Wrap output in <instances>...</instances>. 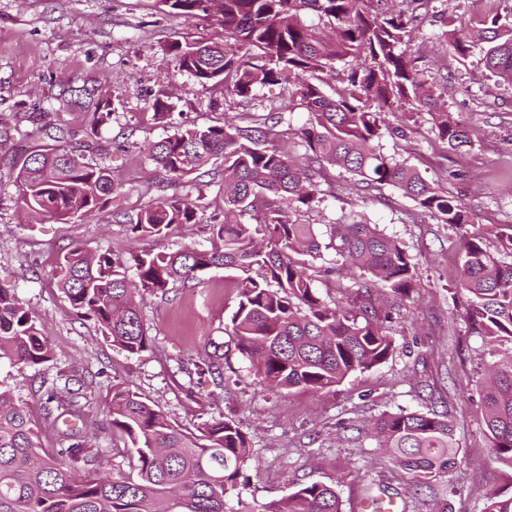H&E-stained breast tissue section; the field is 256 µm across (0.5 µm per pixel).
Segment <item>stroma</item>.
<instances>
[{
    "label": "stroma",
    "instance_id": "stroma-1",
    "mask_svg": "<svg viewBox=\"0 0 512 512\" xmlns=\"http://www.w3.org/2000/svg\"><path fill=\"white\" fill-rule=\"evenodd\" d=\"M415 16L408 53L420 78L476 136L472 145L451 149L436 137L427 112L395 107L383 114L378 146L463 198L473 222L464 230L440 223L389 187L349 193V174L328 169L321 203L296 216L315 226L323 248L314 282L321 298L347 306L358 301L350 279L338 272L342 257L330 246L331 226L341 218L377 225L398 239L416 264L420 286L403 300L384 288L371 297L395 339L396 350L384 363L318 394L270 395L231 348L223 386L195 372L200 356L230 341L226 327L236 306L230 272L210 269L195 287L146 297L150 342L131 355L104 340L93 321L76 316L51 271L75 243L116 254L135 246L160 252L207 245L202 224L183 225L165 239L137 240L128 225L113 222V212L134 213L163 196L189 195L208 214L220 201L210 176L172 180L149 160L146 146L172 134L178 123L201 126L231 118L244 125L253 115L283 110L292 127H300L307 113L290 108L293 86L266 85L245 99L177 71L169 43L185 37L220 42L224 32L211 18L170 13L162 0H0V289L26 301L54 351L36 370L0 367V385L26 403L46 447L62 446L64 425L45 420L44 386L77 389L80 427L101 453L104 472H128L127 456L112 450L108 392L113 384L130 383L188 431L219 416L240 423L252 453L240 493L254 505L311 481L335 484L343 512H364L370 488L385 490L406 512H438L443 500L448 512H483L490 496H512V469L489 456L480 396L486 366L512 353V343L492 345L470 330L466 297L457 287L462 232L479 236L485 249L512 262L497 235L499 227L512 225V86L486 76L478 58L464 60L448 49L447 23L470 21V0H432ZM68 81L96 82L114 103L111 124L98 133L105 150L97 161L111 168L122 192L106 210L75 222L44 215L29 223L20 209L14 166L57 130L80 140L90 130L88 113L56 98ZM161 95L174 105V124L153 117L152 103ZM35 112L45 115L44 133L29 120ZM401 410L446 416L460 445L457 467L434 480V494L418 500L407 495L408 474L355 429L356 423Z\"/></svg>",
    "mask_w": 512,
    "mask_h": 512
}]
</instances>
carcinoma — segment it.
<instances>
[{"instance_id": "obj_1", "label": "carcinoma", "mask_w": 512, "mask_h": 512, "mask_svg": "<svg viewBox=\"0 0 512 512\" xmlns=\"http://www.w3.org/2000/svg\"><path fill=\"white\" fill-rule=\"evenodd\" d=\"M186 18H212L222 43L176 40L168 45L176 68L206 87L247 98L258 86L285 81L307 111L305 125L280 129L284 113L259 115L246 126L179 127L148 148V157L172 180L221 161L224 207L207 225L210 247L114 255L72 246L53 278L70 307L94 321L101 336L130 353L150 342L141 311L146 295L192 286L210 268L240 272L233 282L236 308L229 335L264 391L320 393L353 372L369 371L395 351L393 337L366 303L353 312L328 304L314 288L321 245L311 224L291 213L320 202L327 168L353 178L355 191L392 187L423 211L459 228L469 223L462 199L443 194L421 172L380 152L382 113L407 103L432 116L437 137L452 149L472 144L473 130L437 106L403 49L414 29L413 12L399 0H163ZM448 48L466 60L481 56L490 76L512 84V17L481 25L462 23L448 33ZM348 65L336 97L323 90V75ZM60 100L91 115L95 133L112 122L114 107L92 83L63 84ZM302 145L306 162L295 155ZM48 145L28 155L16 182L21 208L70 221L105 208L121 184L87 156ZM138 237L166 238L181 224H198L189 197H162L135 213H118ZM334 249L358 295L379 286L406 297L419 287L412 257L391 236L361 221L338 224ZM457 287L467 296L473 329L512 342V263H502L464 235ZM260 279L249 275L252 266ZM134 270L136 278L127 276ZM214 352L196 368L224 383V355ZM52 349L35 313L15 294L0 291V365L37 369ZM484 423L492 459L512 469V355L493 364L482 383ZM47 418L78 417L76 404L56 387L43 394ZM110 425L123 441L130 472H101L99 452L77 430L64 433V448L42 446L26 406L0 386V512H343L336 488L308 482L288 496L258 506L230 498L247 481L250 441L242 427L221 417L198 433L172 424L129 384L112 385ZM377 447L417 487H430L454 467L459 443L443 415L386 413L370 429Z\"/></svg>"}]
</instances>
